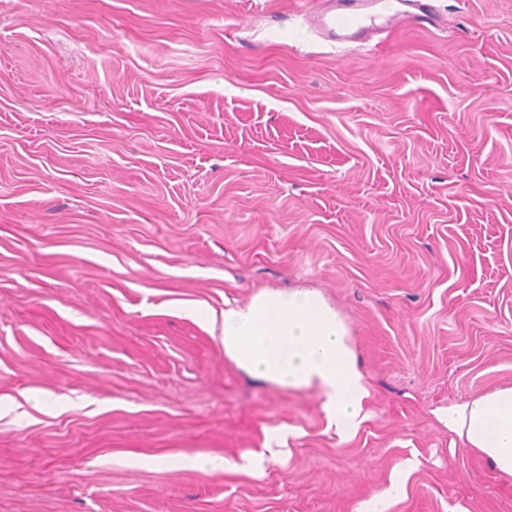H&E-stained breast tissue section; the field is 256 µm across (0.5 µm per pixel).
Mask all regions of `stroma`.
I'll return each instance as SVG.
<instances>
[{
	"label": "stroma",
	"mask_w": 512,
	"mask_h": 512,
	"mask_svg": "<svg viewBox=\"0 0 512 512\" xmlns=\"http://www.w3.org/2000/svg\"><path fill=\"white\" fill-rule=\"evenodd\" d=\"M431 2L0 0V512H512L442 419L512 386V0ZM265 286L351 323V439L183 311ZM303 30L306 38L353 42L400 26L435 28L439 19L429 0H318Z\"/></svg>",
	"instance_id": "35a3bbf8"
}]
</instances>
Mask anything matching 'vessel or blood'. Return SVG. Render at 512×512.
I'll use <instances>...</instances> for the list:
<instances>
[{
    "instance_id": "b4317fda",
    "label": "vessel or blood",
    "mask_w": 512,
    "mask_h": 512,
    "mask_svg": "<svg viewBox=\"0 0 512 512\" xmlns=\"http://www.w3.org/2000/svg\"><path fill=\"white\" fill-rule=\"evenodd\" d=\"M438 23L430 0H317L304 34L331 43L351 42L361 35L390 34L401 26L430 28Z\"/></svg>"
}]
</instances>
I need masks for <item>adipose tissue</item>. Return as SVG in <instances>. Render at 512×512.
I'll use <instances>...</instances> for the list:
<instances>
[{
  "label": "adipose tissue",
  "instance_id": "adipose-tissue-1",
  "mask_svg": "<svg viewBox=\"0 0 512 512\" xmlns=\"http://www.w3.org/2000/svg\"><path fill=\"white\" fill-rule=\"evenodd\" d=\"M224 356L248 377L283 392H312L339 438L365 420L370 394L354 330L317 288L266 287L247 301L225 300ZM448 425L500 473L512 476V386L465 401Z\"/></svg>",
  "mask_w": 512,
  "mask_h": 512
}]
</instances>
